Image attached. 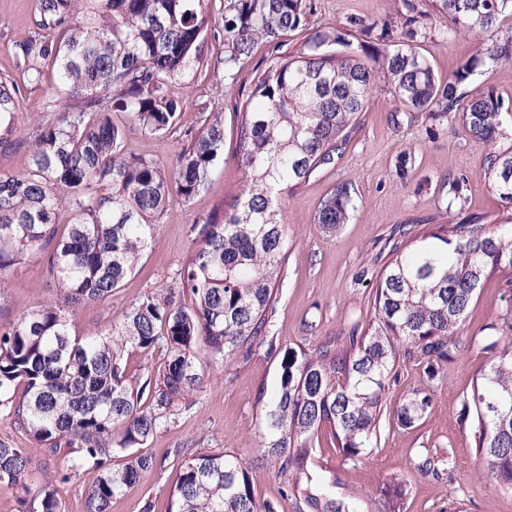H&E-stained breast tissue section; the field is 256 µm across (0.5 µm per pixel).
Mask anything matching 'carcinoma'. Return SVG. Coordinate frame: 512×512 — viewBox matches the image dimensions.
<instances>
[{
	"label": "carcinoma",
	"instance_id": "cac0c4a2",
	"mask_svg": "<svg viewBox=\"0 0 512 512\" xmlns=\"http://www.w3.org/2000/svg\"><path fill=\"white\" fill-rule=\"evenodd\" d=\"M37 0V37L19 45L30 80L55 68L68 107L26 139L18 133L19 90L0 81V151L29 150L28 172L0 169V278L36 259L57 283L58 298L42 302L0 329V413L30 441L69 449L67 471L29 494V457L0 443V485L21 486L19 512H64L56 484L82 469L97 472L84 512H110L112 499L153 468L143 450L167 425L179 402L204 380L203 366L247 360L267 346L282 356L281 377L259 421L261 456L296 471L288 492L305 512H358L336 497L325 476L308 470L319 433L353 462L367 456L385 414L386 391L397 382L402 356L426 363L429 381L463 349V316L486 277L500 273L512 294V113L491 94L468 97L463 83L479 62H512V39L483 42L456 82L443 83L411 48L385 50L366 64L330 46L344 37L316 32L284 50V37L311 12L310 0ZM435 14L455 27L488 33L512 0H432ZM223 47L224 79L236 81L259 44L269 47L241 115L238 155L245 172L224 215L192 226L196 249L177 286L154 289L105 330L79 334L72 317L83 304L112 297L136 269L173 197L191 200L207 185L224 153L222 116L210 114L169 174L153 158L124 151L127 131L167 133L180 104L165 82L205 64L204 33ZM388 82L412 112H462L464 124L489 145L481 177L503 203L494 224H442L407 237L373 286L374 315L349 347L281 351L270 336L276 285L288 254L278 195L334 161L357 129L377 80ZM350 189H334L318 213L332 229L349 218ZM71 222L59 234L56 216ZM499 355L465 402L475 415L477 452L486 477L512 489V318L493 326ZM165 355L162 370L133 378L129 352ZM23 386L22 396L16 388ZM430 407L417 391L397 411L406 427ZM448 454L425 458L422 468L449 470ZM254 465L227 450L182 459L173 486L174 512H272L251 492Z\"/></svg>",
	"mask_w": 512,
	"mask_h": 512
}]
</instances>
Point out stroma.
<instances>
[{
  "label": "stroma",
  "instance_id": "35a3bbf8",
  "mask_svg": "<svg viewBox=\"0 0 512 512\" xmlns=\"http://www.w3.org/2000/svg\"><path fill=\"white\" fill-rule=\"evenodd\" d=\"M428 13L423 27L408 35L400 22L403 0H313L314 12L305 27L288 33L289 46L304 42L320 30H343L349 18L364 24L389 26L380 49L395 45L414 48L444 81H455L459 68L475 57L481 35L452 30L447 19L430 15L429 0H415ZM35 0H0V80L20 89L24 137H32L39 122L48 119V101L64 110L56 90V73L45 67L42 80L29 83L16 46L37 33ZM221 46L205 41L208 65L192 76L169 80L166 94L182 105L180 119L164 136L130 132L128 152L162 161L175 169L177 158L191 135L198 132L206 113H221L224 120V156L218 160L206 188L190 201L172 199L155 237L134 273L111 298L77 308V331L104 329L144 293L174 286L178 273L195 249L193 224L228 210L244 180L238 157V115L241 91L255 76L254 67L269 49L258 46L251 65L234 84H226L218 61ZM470 94H493L504 111L512 112V64L478 65L464 83ZM489 147L474 138L460 113L432 115L407 111L393 88L379 83L369 97L358 128L342 154L317 169L310 178L281 198L285 211L288 263L280 282L271 333L282 347L307 350L331 344L346 348L349 338L364 332L373 316V283L401 244L406 233H427L439 225L477 218L489 224L502 209L483 181L481 172ZM406 178H399V164ZM352 187L350 216L336 229L318 224L324 200L338 185ZM55 283L39 261L33 260L0 281L7 299L0 306V326L9 325L37 303L55 295ZM512 312V295L505 293L500 275L485 279L468 307L460 329L464 351L445 365V378L429 384L426 365L419 357L402 358L398 380L386 394L385 416L372 451L359 463L344 461L321 436L317 460L338 496L357 501L360 512H512V492L488 485L482 477L486 463L475 448L474 421H460L464 399L477 376L495 358L485 345L489 326ZM277 359L256 349L245 361L235 359L204 369L201 387L183 400L173 421L158 429L145 444L156 459L125 495L114 498L111 512H170L173 481L183 457L205 449H228L244 460L260 453L257 425L261 406L278 385ZM428 388L431 406L413 426L401 425L397 410L411 393ZM27 449L29 487L64 468L67 448L49 451L33 446L14 418L0 414V442ZM451 454V473H422L427 455ZM289 473L268 461L252 473L257 502H269L275 512H299L300 503L285 493Z\"/></svg>",
  "mask_w": 512,
  "mask_h": 512
}]
</instances>
